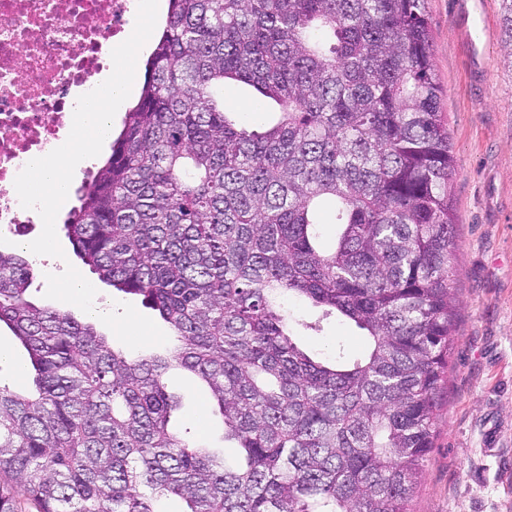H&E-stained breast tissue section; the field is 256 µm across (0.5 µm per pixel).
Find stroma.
Listing matches in <instances>:
<instances>
[{
  "mask_svg": "<svg viewBox=\"0 0 512 512\" xmlns=\"http://www.w3.org/2000/svg\"><path fill=\"white\" fill-rule=\"evenodd\" d=\"M436 73L444 88L456 174L459 224L452 287L458 300L448 382L435 446L423 466L411 512H512V59L502 0H427ZM247 86H224V109L251 128L276 114ZM295 342L317 359L344 349L363 358L369 338L345 318L290 299ZM165 385L179 405L173 426L216 437L205 396L186 374Z\"/></svg>",
  "mask_w": 512,
  "mask_h": 512,
  "instance_id": "obj_1",
  "label": "stroma"
}]
</instances>
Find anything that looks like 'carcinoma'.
Listing matches in <instances>:
<instances>
[{
    "label": "carcinoma",
    "mask_w": 512,
    "mask_h": 512,
    "mask_svg": "<svg viewBox=\"0 0 512 512\" xmlns=\"http://www.w3.org/2000/svg\"><path fill=\"white\" fill-rule=\"evenodd\" d=\"M227 79L277 121L229 119ZM442 96L427 0H168L139 100L65 229L176 343L114 349L33 302L32 263L0 251V323L34 371L0 385V512H409L457 308ZM290 296L353 321L368 355L302 350ZM173 367L207 387L240 463L169 426Z\"/></svg>",
    "instance_id": "1"
}]
</instances>
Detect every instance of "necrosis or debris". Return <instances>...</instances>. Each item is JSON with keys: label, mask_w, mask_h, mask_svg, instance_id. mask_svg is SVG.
I'll return each mask as SVG.
<instances>
[{"label": "necrosis or debris", "mask_w": 512, "mask_h": 512, "mask_svg": "<svg viewBox=\"0 0 512 512\" xmlns=\"http://www.w3.org/2000/svg\"><path fill=\"white\" fill-rule=\"evenodd\" d=\"M136 0H0V235L37 224L14 180L67 139L64 111L110 70L126 40Z\"/></svg>", "instance_id": "necrosis-or-debris-1"}]
</instances>
